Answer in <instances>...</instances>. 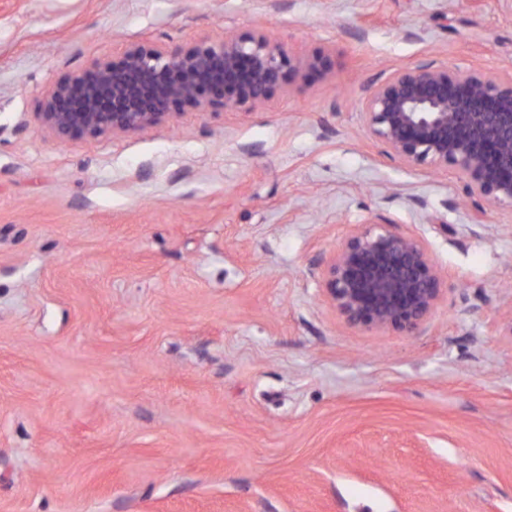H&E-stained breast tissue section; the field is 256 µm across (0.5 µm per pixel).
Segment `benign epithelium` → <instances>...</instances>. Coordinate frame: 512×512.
<instances>
[{"instance_id":"benign-epithelium-1","label":"benign epithelium","mask_w":512,"mask_h":512,"mask_svg":"<svg viewBox=\"0 0 512 512\" xmlns=\"http://www.w3.org/2000/svg\"><path fill=\"white\" fill-rule=\"evenodd\" d=\"M329 68L326 57L298 56L260 30L187 47L132 43L58 77L38 119L60 140L141 131L185 112L255 108ZM361 116L364 133L403 165L455 170L480 218L488 206L512 209V75L434 62L403 68L371 89ZM320 278L346 322L364 329L415 330L442 292L425 243L388 223L357 225Z\"/></svg>"}]
</instances>
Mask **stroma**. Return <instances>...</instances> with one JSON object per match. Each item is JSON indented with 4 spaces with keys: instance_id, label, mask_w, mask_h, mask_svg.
Returning a JSON list of instances; mask_svg holds the SVG:
<instances>
[{
    "instance_id": "obj_1",
    "label": "stroma",
    "mask_w": 512,
    "mask_h": 512,
    "mask_svg": "<svg viewBox=\"0 0 512 512\" xmlns=\"http://www.w3.org/2000/svg\"><path fill=\"white\" fill-rule=\"evenodd\" d=\"M264 30L332 71L255 110L61 141V74ZM433 62L512 73V0H0V512H512V210L367 138ZM420 238L412 331L319 270L356 225Z\"/></svg>"
}]
</instances>
